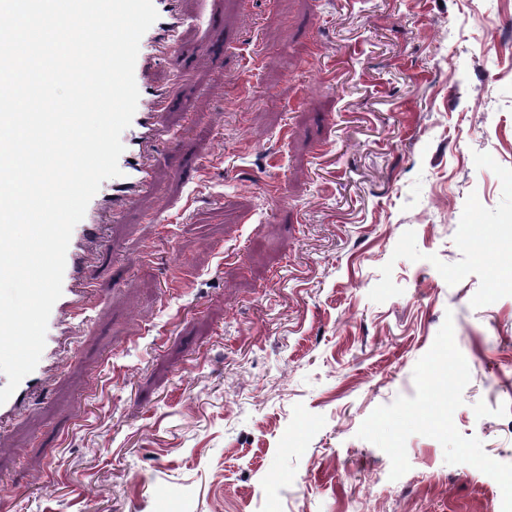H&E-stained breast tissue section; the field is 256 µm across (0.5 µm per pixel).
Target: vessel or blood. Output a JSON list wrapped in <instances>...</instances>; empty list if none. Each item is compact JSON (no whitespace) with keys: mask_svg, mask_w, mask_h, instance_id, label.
I'll use <instances>...</instances> for the list:
<instances>
[{"mask_svg":"<svg viewBox=\"0 0 512 512\" xmlns=\"http://www.w3.org/2000/svg\"><path fill=\"white\" fill-rule=\"evenodd\" d=\"M153 5L158 18L139 44L134 71L139 99L132 123L125 130L126 145L119 158L121 174L113 178L110 188H99L89 202L84 218L72 232L66 253L62 295L49 317L44 351L35 370L21 381L5 403L0 404V425L42 389L47 367L57 363L66 339L78 332L77 320L96 294V281L85 244L100 235L102 212L133 206L150 184L149 148L163 133L160 118L168 110L169 99L150 83L148 73L161 60L176 56L180 46L178 36L186 22L176 8V0H153Z\"/></svg>","mask_w":512,"mask_h":512,"instance_id":"1","label":"vessel or blood"}]
</instances>
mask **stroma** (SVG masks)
Wrapping results in <instances>:
<instances>
[{
    "instance_id": "obj_1",
    "label": "stroma",
    "mask_w": 512,
    "mask_h": 512,
    "mask_svg": "<svg viewBox=\"0 0 512 512\" xmlns=\"http://www.w3.org/2000/svg\"><path fill=\"white\" fill-rule=\"evenodd\" d=\"M181 9L153 189L0 432V512H502L512 0ZM479 255L490 267V288L512 279V241L508 240H479L477 243Z\"/></svg>"
}]
</instances>
